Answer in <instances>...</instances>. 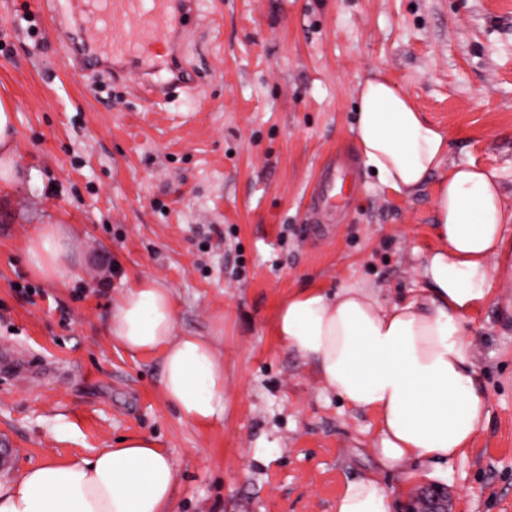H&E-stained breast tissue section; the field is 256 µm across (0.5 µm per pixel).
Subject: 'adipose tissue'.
Instances as JSON below:
<instances>
[{
    "label": "adipose tissue",
    "mask_w": 512,
    "mask_h": 512,
    "mask_svg": "<svg viewBox=\"0 0 512 512\" xmlns=\"http://www.w3.org/2000/svg\"><path fill=\"white\" fill-rule=\"evenodd\" d=\"M356 139L363 165L401 196L439 178L436 244L418 268L423 286L393 304L353 285L303 288L281 302L273 329L316 367L326 391L376 416L378 471L405 486L442 483L488 417L466 324L490 293L512 205L493 173L448 162L445 132L383 72L358 83ZM66 242L56 224L28 237L25 256L40 278L66 283ZM175 325L171 288L143 275L113 302L109 333L130 352L161 351L163 396L182 421L205 425L224 411V363L210 340L176 335ZM177 478L153 438L131 435L118 447L36 463L0 481V512H170ZM393 496L368 474L347 483L336 512H392Z\"/></svg>",
    "instance_id": "obj_1"
}]
</instances>
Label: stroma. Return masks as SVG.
<instances>
[{
	"mask_svg": "<svg viewBox=\"0 0 512 512\" xmlns=\"http://www.w3.org/2000/svg\"><path fill=\"white\" fill-rule=\"evenodd\" d=\"M61 24L76 20L60 2L0 0V100L25 174L0 185V480L148 435L179 467L171 512H336L374 470L377 420L324 390L273 315L301 288L401 301L435 244L437 177L407 199L353 162L371 70L512 205V0H198L180 54L193 84L153 105L69 54ZM332 157L351 164L352 194L317 209ZM40 224L79 243L66 285L26 260ZM138 275L172 289L176 335L224 360L209 425L164 399L160 353L108 333ZM467 332L489 417L443 489L449 512H512V278L493 280Z\"/></svg>",
	"mask_w": 512,
	"mask_h": 512,
	"instance_id": "1",
	"label": "stroma"
}]
</instances>
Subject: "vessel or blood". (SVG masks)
Here are the masks:
<instances>
[{
	"label": "vessel or blood",
	"instance_id": "vessel-or-blood-1",
	"mask_svg": "<svg viewBox=\"0 0 512 512\" xmlns=\"http://www.w3.org/2000/svg\"><path fill=\"white\" fill-rule=\"evenodd\" d=\"M179 1L193 12V0H69L71 12L93 24L77 50L88 63H109L133 74L146 102L168 97L187 82L176 62L179 38L169 29Z\"/></svg>",
	"mask_w": 512,
	"mask_h": 512
}]
</instances>
